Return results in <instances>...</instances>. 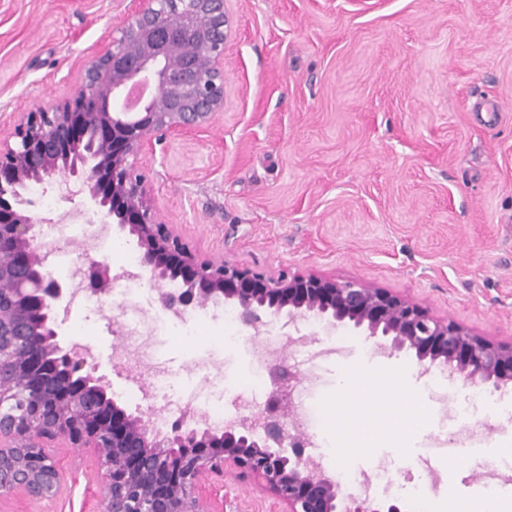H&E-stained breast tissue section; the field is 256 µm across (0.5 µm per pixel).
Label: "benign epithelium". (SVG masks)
<instances>
[{
    "label": "benign epithelium",
    "mask_w": 512,
    "mask_h": 512,
    "mask_svg": "<svg viewBox=\"0 0 512 512\" xmlns=\"http://www.w3.org/2000/svg\"><path fill=\"white\" fill-rule=\"evenodd\" d=\"M187 3L170 11L167 0H131L119 36L86 60L73 96L24 113L11 140L0 142V502L19 493L31 501L58 495L62 476L49 448L61 440L91 451L105 470L103 512H224L227 466L241 480L258 481L283 512H402L344 495L336 476L305 453V433L279 398L266 414L221 430L198 419L159 430L153 409L129 411L108 396L104 377L86 370V347L58 339L64 286L47 269L48 219L35 216L28 195L31 184L56 178L77 183L104 224L136 238L142 272L176 315L224 303L254 331L262 316L283 313L333 327L348 322L389 339L395 351L414 352L451 381L512 387V342L489 341L383 288L203 258L158 220L138 157L163 136L208 128L224 110V0ZM133 84L153 87L169 109L115 107ZM84 259L86 287L110 293V267L88 253ZM173 282L177 288L165 289ZM19 397L34 407L5 414Z\"/></svg>",
    "instance_id": "1"
}]
</instances>
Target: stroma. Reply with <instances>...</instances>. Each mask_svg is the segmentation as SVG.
<instances>
[{
    "label": "stroma",
    "instance_id": "1",
    "mask_svg": "<svg viewBox=\"0 0 512 512\" xmlns=\"http://www.w3.org/2000/svg\"><path fill=\"white\" fill-rule=\"evenodd\" d=\"M128 0H0V133L20 113L69 98L82 64L113 34ZM224 110L204 131L167 136L138 164L160 221L205 257L270 272L354 280L412 299L438 318L493 341H512V0H227ZM36 215L48 206L85 222L49 238L63 278L84 253L118 268L103 233L86 250L92 203L57 184L30 187ZM134 296L117 279L93 306L71 304L56 331L71 341L81 322L109 391L126 402L125 308L158 326L152 355L166 366L169 420L191 417L181 396L240 404L264 396L272 365L320 382L307 404L309 453L331 472L374 474L441 486L430 512L481 493V464L512 460V392L485 389L487 408L462 414L476 386L462 380L435 399L431 371L412 355L382 352L349 326L268 318L258 333L224 340V306L204 321L173 323L159 292L139 278ZM285 343L258 362L254 342ZM389 367L424 404L423 428L381 436L367 452L343 447L336 397L358 368ZM60 495L0 504V512H100L104 475L82 448L58 446ZM232 512H275L267 495L224 476Z\"/></svg>",
    "mask_w": 512,
    "mask_h": 512
}]
</instances>
